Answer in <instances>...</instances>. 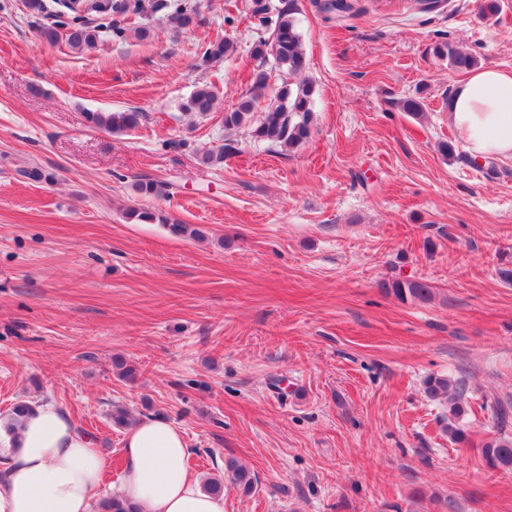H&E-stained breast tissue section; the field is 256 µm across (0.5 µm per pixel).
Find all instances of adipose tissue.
<instances>
[{
  "label": "adipose tissue",
  "mask_w": 512,
  "mask_h": 512,
  "mask_svg": "<svg viewBox=\"0 0 512 512\" xmlns=\"http://www.w3.org/2000/svg\"><path fill=\"white\" fill-rule=\"evenodd\" d=\"M448 121L471 154L512 159V70H471L448 100ZM8 459L0 464V512H93L108 461L96 440L53 403L33 407L20 425L0 416ZM182 430L145 419L124 437L116 493L135 512H224L187 465Z\"/></svg>",
  "instance_id": "adipose-tissue-1"
}]
</instances>
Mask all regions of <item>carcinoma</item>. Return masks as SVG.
<instances>
[{"label":"carcinoma","instance_id":"cac0c4a2","mask_svg":"<svg viewBox=\"0 0 512 512\" xmlns=\"http://www.w3.org/2000/svg\"><path fill=\"white\" fill-rule=\"evenodd\" d=\"M313 6L319 11L338 17L357 14L362 11L354 0H313ZM143 9L141 0H113L112 5L103 10L105 14L125 15ZM297 8L295 0H245V13L256 21L261 34L254 41L251 56L258 64L251 72L249 91L241 96L234 107L224 111V130L231 132L243 126L251 127V136L260 142L273 146L293 149L303 144L310 136V124L313 114L315 85L312 80L302 77L307 68L301 34L295 18ZM194 17L178 9L168 15V24L174 30H181L193 24ZM41 40L55 45L63 40L73 50L89 49L97 42V30L94 27L74 19L65 30L54 24L41 25L38 29ZM233 42L223 36L210 41L203 52L205 63L216 62L233 53ZM432 54L440 59L446 58L453 68L465 71L473 68L477 58L471 53L460 51L446 41L435 43ZM283 75L273 101L269 102L261 115H256L261 95L256 87L270 78L271 71ZM220 90L214 84H201L195 87L190 96L181 104V110L205 116L215 111L219 101ZM143 114L137 110L117 112H90L87 115L92 127L112 133L128 132L136 129ZM232 143L227 142L217 150H207L197 156V161L204 167H211L224 161V155L233 150ZM135 190L146 197L159 196L169 192V185L144 177L136 180ZM128 220L145 224H168L178 233L195 236L198 230L181 224L161 211L130 208L126 212ZM380 287L391 290L400 298L410 297L428 301L432 297L431 286L424 280H388ZM425 392L434 399L448 404V425L446 432L455 443L466 441L463 428L457 422L465 414L463 404L464 389L444 376H430L425 380ZM483 458L492 469H512V441L502 439L485 445L481 449ZM230 482L243 494H251L257 485L256 476L246 467L231 463L227 466Z\"/></svg>","mask_w":512,"mask_h":512}]
</instances>
